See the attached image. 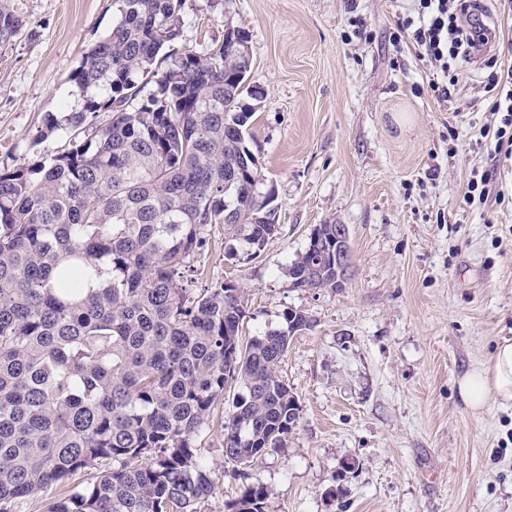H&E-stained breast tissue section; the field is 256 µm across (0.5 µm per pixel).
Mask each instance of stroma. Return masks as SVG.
I'll list each match as a JSON object with an SVG mask.
<instances>
[{"label":"stroma","instance_id":"35a3bbf8","mask_svg":"<svg viewBox=\"0 0 512 512\" xmlns=\"http://www.w3.org/2000/svg\"><path fill=\"white\" fill-rule=\"evenodd\" d=\"M22 35L0 44V165L32 145L47 113L82 96L71 74L116 18L113 0H12ZM416 0H183L181 46L249 47L250 147L277 197V234L257 257H224V227L185 276L243 289L250 336L295 334L280 374L300 405L286 448L251 466L267 512H512V402L465 407L456 380L512 338V161H493L477 59L435 98L412 46H392ZM368 28L358 34L353 18ZM496 166L501 199L463 200L472 169ZM318 224L349 232L344 287L300 290L285 274ZM224 403L196 438L216 482L199 512H222L241 483L224 456Z\"/></svg>","mask_w":512,"mask_h":512}]
</instances>
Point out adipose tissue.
<instances>
[{"label":"adipose tissue","instance_id":"adipose-tissue-1","mask_svg":"<svg viewBox=\"0 0 512 512\" xmlns=\"http://www.w3.org/2000/svg\"><path fill=\"white\" fill-rule=\"evenodd\" d=\"M458 393L472 414H479L489 399L512 402V341L495 345L490 360L473 368L457 380Z\"/></svg>","mask_w":512,"mask_h":512}]
</instances>
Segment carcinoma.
<instances>
[{
  "mask_svg": "<svg viewBox=\"0 0 512 512\" xmlns=\"http://www.w3.org/2000/svg\"><path fill=\"white\" fill-rule=\"evenodd\" d=\"M114 5L112 30L72 74L80 110L49 115L34 138L60 132L64 144L0 167V512L82 471L95 475L47 512H197L216 485L196 436L236 385L224 448L242 486L224 508L266 512L269 490L245 464L298 424L279 368L309 321L290 310L244 342L243 290L196 292L181 275L210 224L224 225L228 260L278 232L248 145L246 40L233 28L216 48L179 49L182 0ZM24 29L0 0V43ZM312 234L320 248L286 275L334 289L350 246L334 224Z\"/></svg>",
  "mask_w": 512,
  "mask_h": 512,
  "instance_id": "carcinoma-1",
  "label": "carcinoma"
}]
</instances>
